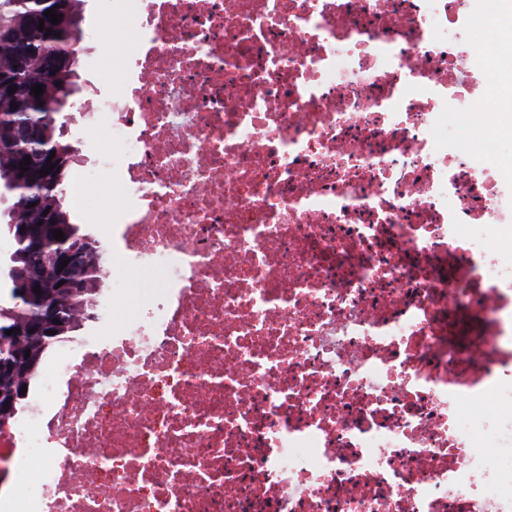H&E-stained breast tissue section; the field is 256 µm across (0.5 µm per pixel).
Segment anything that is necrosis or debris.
I'll use <instances>...</instances> for the list:
<instances>
[{
	"label": "necrosis or debris",
	"mask_w": 512,
	"mask_h": 512,
	"mask_svg": "<svg viewBox=\"0 0 512 512\" xmlns=\"http://www.w3.org/2000/svg\"><path fill=\"white\" fill-rule=\"evenodd\" d=\"M115 2L152 289L0 425V512H512V160L468 118L512 0L492 51L471 0Z\"/></svg>",
	"instance_id": "1"
}]
</instances>
